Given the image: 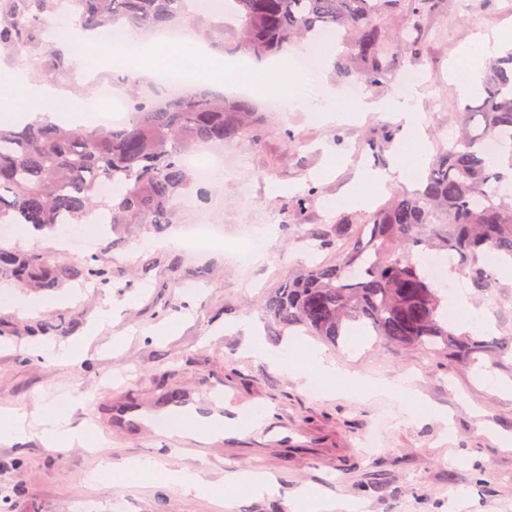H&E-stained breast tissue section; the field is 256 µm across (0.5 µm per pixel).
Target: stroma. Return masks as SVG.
<instances>
[{"label":"stroma","instance_id":"35a3bbf8","mask_svg":"<svg viewBox=\"0 0 512 512\" xmlns=\"http://www.w3.org/2000/svg\"><path fill=\"white\" fill-rule=\"evenodd\" d=\"M507 30L512 0H444L419 51L400 48L381 83L345 80L330 64L320 70L341 107L349 85L358 87L359 100H387L398 94L401 74L418 71L415 104L433 151L460 128L467 97L451 75L460 47L475 34L493 39ZM253 104L255 137L225 143L224 182L203 201L198 187L187 194L197 217L216 230L211 247L185 246L176 223L161 236L145 224L92 234L76 225L71 232L83 242L82 257L96 255L111 266L108 287L69 284L35 296L0 288V320L67 322L50 337L0 338V411L19 409L38 420L56 410L90 435L85 446L49 448L36 437L0 443V491H8V507L67 512L81 499L91 512H290L289 500L313 490L350 501L357 512H512L511 356L495 365L452 367L446 358L372 336L333 347L281 328L265 311L289 269L335 262V249L313 250V240L330 236L337 218L360 215V208L335 202L360 184L364 171L389 168L393 148L379 159L372 146L388 134L400 138L401 125L378 114L328 122L306 106L275 108L262 97ZM289 130L297 148L286 142ZM271 225L276 233L262 259L243 257L246 235ZM499 293L507 304L468 298L496 336L512 331V279L502 278ZM33 297L38 305L27 307ZM243 319L256 320L262 342L283 352V367L247 355L245 334L236 328ZM35 343L79 346L81 359L40 363L27 353ZM305 346L336 362L347 381L328 390L302 385L287 366L303 363ZM406 377L432 416L405 422V399L391 386ZM366 379L376 389H360ZM214 381L230 387L240 407L280 409L288 430L303 434L307 446L228 448L209 440L202 455L173 456L155 445L144 423L116 419L127 406L165 414ZM135 461L155 463L154 475L132 470ZM179 470L202 472L225 487L223 500L172 484L168 474ZM246 471L271 474L277 494L258 497L233 485Z\"/></svg>","mask_w":512,"mask_h":512}]
</instances>
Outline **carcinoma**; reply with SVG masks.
I'll return each mask as SVG.
<instances>
[{"instance_id": "cac0c4a2", "label": "carcinoma", "mask_w": 512, "mask_h": 512, "mask_svg": "<svg viewBox=\"0 0 512 512\" xmlns=\"http://www.w3.org/2000/svg\"><path fill=\"white\" fill-rule=\"evenodd\" d=\"M85 30L121 23L133 29L174 25L186 0H72ZM442 0H232L239 44L256 57L330 31L347 45L337 68L376 84L390 72L389 51L417 44ZM56 0H0V48L18 53L36 41ZM131 122L112 129L42 124L0 127V223L59 231L107 206L112 224H149L162 233L192 182L185 157L201 143L247 136L253 108L245 100L192 91L154 101L135 96ZM461 131L439 146L424 187L395 190L367 215L368 239L336 221V262L288 271L265 303L285 328H302L333 346L351 325L398 348L448 363L497 364L512 336L456 333L441 289L426 273L428 250L458 258L454 272L478 295L501 288L488 259L512 261V48L487 67L478 104L460 112ZM502 140L490 155L484 143ZM112 268L98 257L50 260L0 245V283L49 291L71 282L104 288Z\"/></svg>"}]
</instances>
